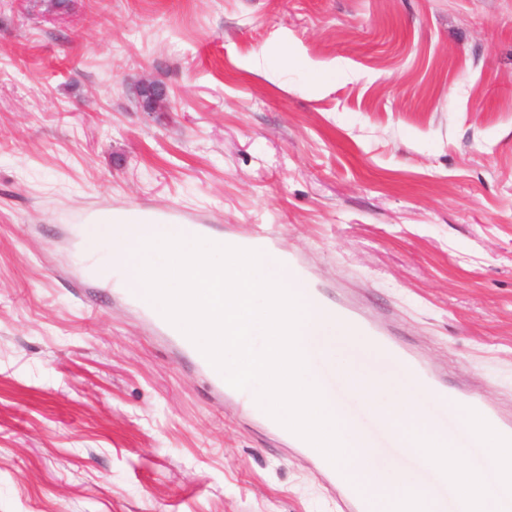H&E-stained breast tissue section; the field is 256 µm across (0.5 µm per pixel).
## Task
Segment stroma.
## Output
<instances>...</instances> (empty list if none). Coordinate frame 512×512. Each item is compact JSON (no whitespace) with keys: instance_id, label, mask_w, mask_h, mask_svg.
I'll list each match as a JSON object with an SVG mask.
<instances>
[{"instance_id":"1","label":"stroma","mask_w":512,"mask_h":512,"mask_svg":"<svg viewBox=\"0 0 512 512\" xmlns=\"http://www.w3.org/2000/svg\"><path fill=\"white\" fill-rule=\"evenodd\" d=\"M125 209L268 225L512 417V0H0V512H341L89 274Z\"/></svg>"}]
</instances>
